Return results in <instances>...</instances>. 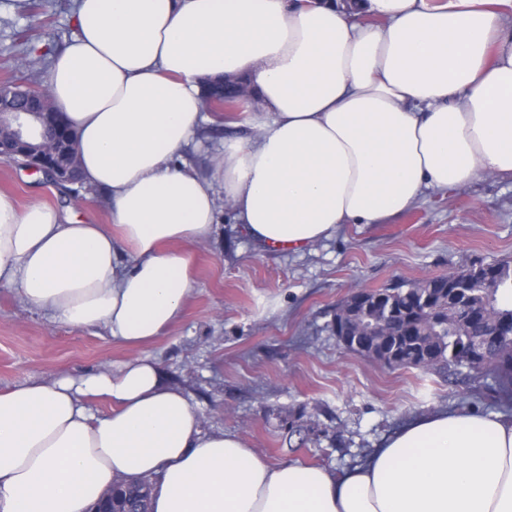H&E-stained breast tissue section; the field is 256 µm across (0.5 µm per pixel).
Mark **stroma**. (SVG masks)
I'll list each match as a JSON object with an SVG mask.
<instances>
[{"instance_id": "35a3bbf8", "label": "stroma", "mask_w": 512, "mask_h": 512, "mask_svg": "<svg viewBox=\"0 0 512 512\" xmlns=\"http://www.w3.org/2000/svg\"><path fill=\"white\" fill-rule=\"evenodd\" d=\"M75 0H41L34 13L0 0V81L21 50L55 53L72 39ZM30 39L18 45L16 31ZM208 117L182 156L200 173L225 139L245 134L250 113ZM0 192L20 205L40 199L63 216L112 221V207L88 188L56 187L33 169L0 162ZM205 242L191 246L193 290L181 320L145 353L181 388L204 429L243 437L270 463L339 472L364 459L409 417L440 406L512 415L497 368L445 378L390 368L348 351L332 330L351 288L381 289L400 279L512 259V180L486 176L464 188L425 193L381 224H346L303 252L256 244L228 212ZM103 328L54 322L0 285V390L61 373L96 371L132 358ZM320 432L318 443L289 435L293 418Z\"/></svg>"}]
</instances>
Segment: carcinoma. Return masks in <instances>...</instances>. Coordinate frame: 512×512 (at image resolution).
I'll return each instance as SVG.
<instances>
[{
    "label": "carcinoma",
    "instance_id": "1",
    "mask_svg": "<svg viewBox=\"0 0 512 512\" xmlns=\"http://www.w3.org/2000/svg\"><path fill=\"white\" fill-rule=\"evenodd\" d=\"M33 112L54 116L52 133L69 139L61 163L82 183L76 149V133L63 113L54 106L46 86L23 99ZM205 109L209 112H238L247 100L237 97L236 86L224 82L207 85ZM512 291V261L500 260L484 265L430 277L421 281H399L376 291L363 306L348 298L338 311L352 314L340 326L349 337L346 347L371 356L390 367L420 368L440 373L462 369L480 371L490 365L512 372V346L504 341L480 337L496 332H512V308L499 304L498 296ZM144 512H150L151 482L125 479L119 483Z\"/></svg>",
    "mask_w": 512,
    "mask_h": 512
}]
</instances>
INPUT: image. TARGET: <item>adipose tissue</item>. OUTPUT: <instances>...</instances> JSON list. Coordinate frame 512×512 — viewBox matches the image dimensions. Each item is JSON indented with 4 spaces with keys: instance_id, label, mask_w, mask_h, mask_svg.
I'll return each instance as SVG.
<instances>
[{
    "instance_id": "obj_1",
    "label": "adipose tissue",
    "mask_w": 512,
    "mask_h": 512,
    "mask_svg": "<svg viewBox=\"0 0 512 512\" xmlns=\"http://www.w3.org/2000/svg\"><path fill=\"white\" fill-rule=\"evenodd\" d=\"M502 2L76 0L47 84L112 223L0 192V283L137 355L0 392V512H89L130 477L153 480L152 512H512V417L441 408L343 473L273 465L204 431L141 353L182 317L188 247L212 235L217 200L254 241L298 252L425 192L512 178ZM224 77L244 79L262 110L205 177L180 157L204 121L205 81ZM93 397L110 412L91 414Z\"/></svg>"
}]
</instances>
